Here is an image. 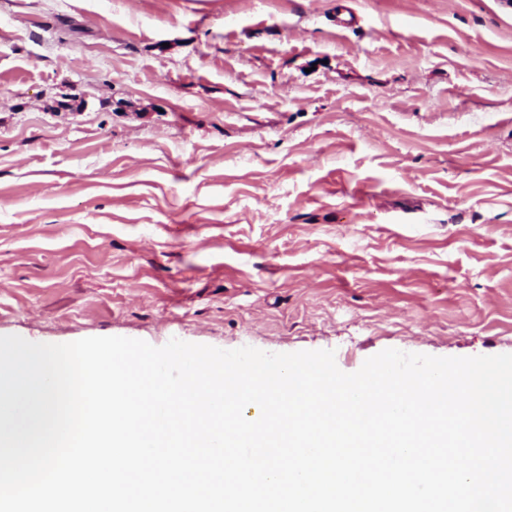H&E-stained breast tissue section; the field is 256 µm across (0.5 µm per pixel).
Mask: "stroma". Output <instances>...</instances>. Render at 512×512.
<instances>
[{"instance_id": "stroma-1", "label": "stroma", "mask_w": 512, "mask_h": 512, "mask_svg": "<svg viewBox=\"0 0 512 512\" xmlns=\"http://www.w3.org/2000/svg\"><path fill=\"white\" fill-rule=\"evenodd\" d=\"M4 335L512 353V0H0Z\"/></svg>"}]
</instances>
